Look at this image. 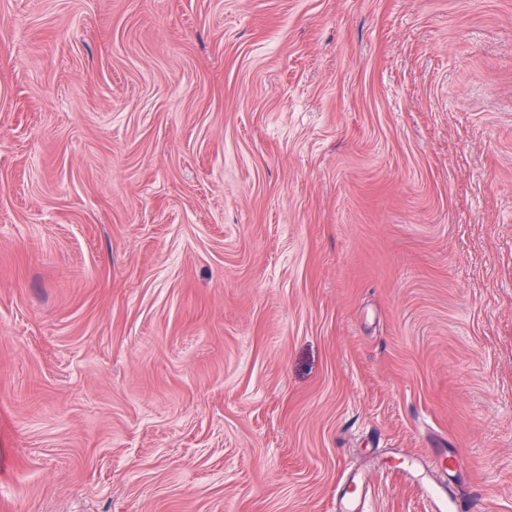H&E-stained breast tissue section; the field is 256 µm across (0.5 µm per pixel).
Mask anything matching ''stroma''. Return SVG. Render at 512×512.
I'll use <instances>...</instances> for the list:
<instances>
[{"label":"stroma","mask_w":512,"mask_h":512,"mask_svg":"<svg viewBox=\"0 0 512 512\" xmlns=\"http://www.w3.org/2000/svg\"><path fill=\"white\" fill-rule=\"evenodd\" d=\"M512 512V0H0V512ZM429 477L428 484L423 487L429 502V512H468V504L463 496L448 486V470L452 463L444 449H434L421 462Z\"/></svg>","instance_id":"1"}]
</instances>
